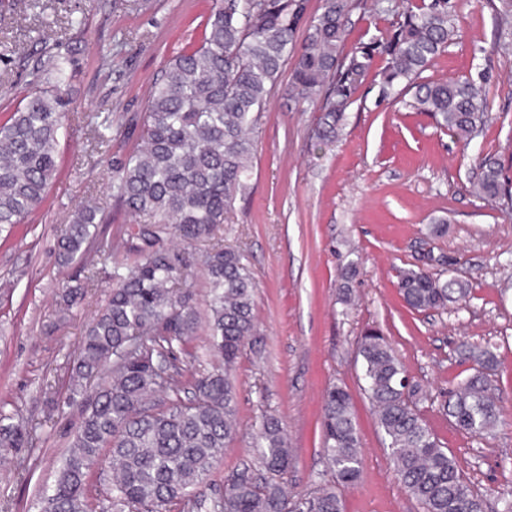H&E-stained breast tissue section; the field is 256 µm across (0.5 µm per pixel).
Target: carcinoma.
<instances>
[{
	"mask_svg": "<svg viewBox=\"0 0 512 512\" xmlns=\"http://www.w3.org/2000/svg\"><path fill=\"white\" fill-rule=\"evenodd\" d=\"M360 0H324L295 35L306 0H213L201 40L169 59L145 102L130 119L136 145L112 157L111 198L132 217L113 242L101 229L107 201L80 207L57 238L60 265L83 264L86 275L66 285L60 306L68 311L112 278L105 306L86 329L71 373L73 394L101 375L108 381L87 400L55 484L38 512H87L91 474L109 459L113 512H343V492L361 476L362 448L351 394L332 385L323 396L322 453L331 481L313 496L288 495L291 450L282 423L266 414L255 435L262 470L244 467L224 477V491L206 505L191 490L210 474L237 434L232 371L256 334V283L245 256L217 249L204 271L211 295L208 330L224 366L201 372L180 361L198 323L192 292L182 281L185 253L165 240L210 239L250 177L254 132L281 69L293 59L288 99L299 107L319 102L317 135L338 138L358 85L370 69L375 46L343 51L347 25ZM382 67V96L399 85L413 89L411 107L440 128L470 141L488 119L486 92L469 78L420 81L448 47L453 26L448 0H412L399 14ZM47 88L27 96L0 122V226L22 224L45 200L57 173L71 59L49 52L40 61ZM472 193L485 201L507 198L500 164H479ZM124 253L125 261L112 262ZM398 288L412 310L445 309L467 300L468 285L421 268L401 271ZM460 362L473 373L449 392L444 409L455 427L482 435L501 423L493 394L498 357L489 346L463 342ZM363 390L377 414L398 480L424 512H483L462 470L423 419L418 388L385 336L367 329L358 343ZM191 386L193 397L182 393ZM28 443L19 424L0 425V458Z\"/></svg>",
	"mask_w": 512,
	"mask_h": 512,
	"instance_id": "obj_1",
	"label": "carcinoma"
}]
</instances>
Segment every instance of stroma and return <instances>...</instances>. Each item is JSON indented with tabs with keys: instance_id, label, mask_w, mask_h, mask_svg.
<instances>
[{
	"instance_id": "obj_1",
	"label": "stroma",
	"mask_w": 512,
	"mask_h": 512,
	"mask_svg": "<svg viewBox=\"0 0 512 512\" xmlns=\"http://www.w3.org/2000/svg\"><path fill=\"white\" fill-rule=\"evenodd\" d=\"M212 0H0V119L36 87L33 66L46 51L72 61L66 91L68 129L56 178L28 223L0 229V413L29 433L25 447L0 461V512H37L80 421L71 372L92 317L111 281L70 311L60 286L57 227L90 196L110 194L112 172L89 164L86 117L111 112V153L135 141L122 123L140 112L166 61L198 42ZM403 0H363L348 24L346 48L386 44ZM455 34L423 73L426 81L469 77L486 88L491 119L471 143L410 108L411 92L382 99L376 53L346 111L338 140L317 138L316 106L297 111L283 67L268 102L245 193L214 239L194 243V304L206 315L203 260L213 245L243 251L257 284L258 348H245L233 376L238 433L194 493L218 497L225 475L258 466L252 435L263 414L281 421L292 451L288 489L308 497L329 475L321 455L323 395L331 385L352 396L363 448L361 478L343 493L344 512H423L400 486L375 410L361 389L358 339L365 327L386 336L423 396L418 407L448 448L485 512H499L512 490V207L470 196L478 162L497 159L512 178V37L502 34L494 0H449ZM84 17L67 27L68 18ZM50 40L39 38L40 31ZM448 231L433 235L438 220ZM357 273L342 280L341 268ZM423 268L468 283L466 303L416 312L403 302L398 274ZM492 344L502 423L492 433L459 431L442 397L469 374L460 342Z\"/></svg>"
}]
</instances>
